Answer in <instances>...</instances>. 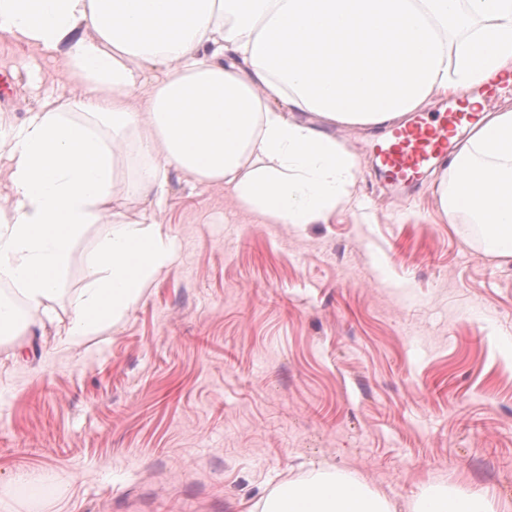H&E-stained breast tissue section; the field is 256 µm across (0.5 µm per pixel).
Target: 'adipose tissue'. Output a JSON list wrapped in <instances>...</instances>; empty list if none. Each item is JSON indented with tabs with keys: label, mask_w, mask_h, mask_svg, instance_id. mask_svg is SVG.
Masks as SVG:
<instances>
[{
	"label": "adipose tissue",
	"mask_w": 512,
	"mask_h": 512,
	"mask_svg": "<svg viewBox=\"0 0 512 512\" xmlns=\"http://www.w3.org/2000/svg\"><path fill=\"white\" fill-rule=\"evenodd\" d=\"M0 34L58 56L71 83L0 130V330L48 302L88 225L107 231L66 328L68 347L117 327L174 256L157 221L111 206L116 172L162 209L177 171L227 189L268 224H324L352 204L358 165L333 128L363 130L512 77V0H0ZM435 174L437 210L512 261V108L481 114ZM257 512H392L339 471L284 483ZM412 512H494L481 492L427 486Z\"/></svg>",
	"instance_id": "adipose-tissue-1"
}]
</instances>
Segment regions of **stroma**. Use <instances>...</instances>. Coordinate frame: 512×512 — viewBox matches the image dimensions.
I'll use <instances>...</instances> for the list:
<instances>
[{
    "label": "stroma",
    "mask_w": 512,
    "mask_h": 512,
    "mask_svg": "<svg viewBox=\"0 0 512 512\" xmlns=\"http://www.w3.org/2000/svg\"><path fill=\"white\" fill-rule=\"evenodd\" d=\"M13 76L0 125L70 93L55 58L0 35ZM384 129H337L356 156L328 224H264L177 172L157 218L175 243L125 321L83 347L55 320L0 336V495L15 473L67 487L16 512H249L279 484L339 469L409 512L424 486L512 503V262L477 225L434 214L430 180L388 187Z\"/></svg>",
    "instance_id": "1"
}]
</instances>
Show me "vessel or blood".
<instances>
[{
	"label": "vessel or blood",
	"mask_w": 512,
	"mask_h": 512,
	"mask_svg": "<svg viewBox=\"0 0 512 512\" xmlns=\"http://www.w3.org/2000/svg\"><path fill=\"white\" fill-rule=\"evenodd\" d=\"M471 119V114L452 108L420 116L393 130L390 140L380 145L377 153L386 177L403 185L418 180L425 169L451 149L452 137Z\"/></svg>",
	"instance_id": "b4317fda"
}]
</instances>
